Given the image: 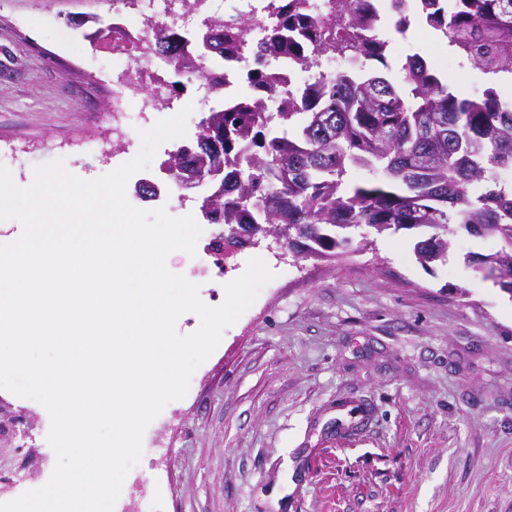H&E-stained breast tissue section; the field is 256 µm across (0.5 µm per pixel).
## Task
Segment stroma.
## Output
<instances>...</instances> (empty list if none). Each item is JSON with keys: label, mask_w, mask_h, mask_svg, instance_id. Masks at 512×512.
<instances>
[{"label": "stroma", "mask_w": 512, "mask_h": 512, "mask_svg": "<svg viewBox=\"0 0 512 512\" xmlns=\"http://www.w3.org/2000/svg\"><path fill=\"white\" fill-rule=\"evenodd\" d=\"M112 0H0V166L20 188L63 162L92 181L130 161L98 156L112 135V59L98 28L141 20ZM191 105L192 139L209 110L205 86L168 72ZM408 232L336 262L287 248L239 250L225 282L260 259L272 278L192 374L189 391L146 428L118 505L139 512H512V295L476 275L457 239L423 268ZM366 403L369 420L336 433V409ZM37 401L0 389V503L45 485L56 454Z\"/></svg>", "instance_id": "stroma-1"}]
</instances>
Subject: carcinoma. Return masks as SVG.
<instances>
[{"label": "carcinoma", "instance_id": "obj_1", "mask_svg": "<svg viewBox=\"0 0 512 512\" xmlns=\"http://www.w3.org/2000/svg\"><path fill=\"white\" fill-rule=\"evenodd\" d=\"M348 22L312 15L309 0H280L278 24L255 52L259 64L243 80L250 93L214 107L195 139L169 155L170 173L191 170L215 184L200 205L211 224L224 225V245L243 249L282 240L298 260L333 261L351 245L350 231L371 236L420 233L414 254L423 267L444 261L455 238H490L488 253H468L475 273L495 272L512 295V183L489 180L493 168L512 170V105L496 90L499 67L512 65V0H415V13L458 56L490 76L482 96L448 85L423 56L409 54L395 84L365 66L321 74L288 95L266 54L307 63L314 56L358 54L388 66L389 41L368 21L369 0H338ZM393 28L410 25L406 0H392ZM221 36L205 22L194 47L175 64L203 78L224 98V77L209 78L211 58L235 61L244 30L216 16ZM279 101V110L267 111ZM223 134L222 156L205 149L208 134ZM376 177L354 182L351 171Z\"/></svg>", "mask_w": 512, "mask_h": 512}]
</instances>
